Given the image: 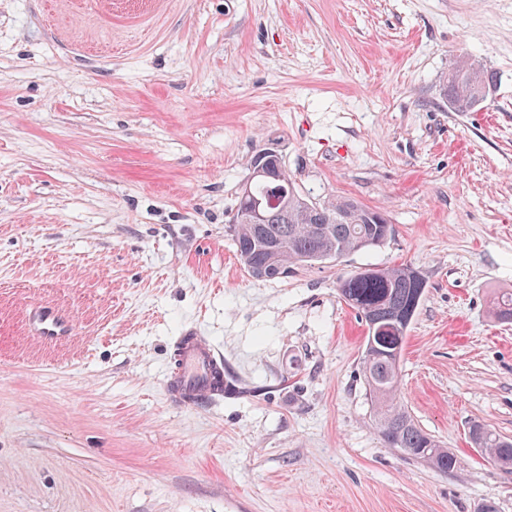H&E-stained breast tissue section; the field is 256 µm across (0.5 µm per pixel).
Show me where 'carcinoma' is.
Returning a JSON list of instances; mask_svg holds the SVG:
<instances>
[{
    "mask_svg": "<svg viewBox=\"0 0 512 512\" xmlns=\"http://www.w3.org/2000/svg\"><path fill=\"white\" fill-rule=\"evenodd\" d=\"M496 74L462 56L449 72L444 86L448 102H464L474 112L493 91ZM274 177L252 184V195L239 194L231 231L236 254L252 276L266 279V269L281 270L312 265L331 256L349 254L384 244L394 234L391 224H378L375 210L353 199L338 198L317 208L305 204L307 196L290 191L295 182L285 165L269 161ZM288 194V204L266 208L260 224H247L244 217L252 196L274 198ZM426 283L404 265L361 268L336 281L338 296L365 322L367 336L361 372L373 405L378 432L389 448L442 472L459 464L457 455L414 419L400 395V362L407 330L420 306ZM491 314L502 323H512V292L498 294ZM474 447L505 469H512V439L482 423L469 429Z\"/></svg>",
    "mask_w": 512,
    "mask_h": 512,
    "instance_id": "cac0c4a2",
    "label": "carcinoma"
}]
</instances>
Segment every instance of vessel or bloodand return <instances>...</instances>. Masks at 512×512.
I'll use <instances>...</instances> for the list:
<instances>
[{"instance_id":"1","label":"vessel or blood","mask_w":512,"mask_h":512,"mask_svg":"<svg viewBox=\"0 0 512 512\" xmlns=\"http://www.w3.org/2000/svg\"><path fill=\"white\" fill-rule=\"evenodd\" d=\"M36 329L43 339L51 340L68 332L69 324L60 316L45 314L37 319ZM223 375L222 358L205 338L188 332L177 339L168 377V390L176 404L193 406L221 395Z\"/></svg>"}]
</instances>
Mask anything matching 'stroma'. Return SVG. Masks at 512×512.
I'll return each instance as SVG.
<instances>
[{"mask_svg": "<svg viewBox=\"0 0 512 512\" xmlns=\"http://www.w3.org/2000/svg\"><path fill=\"white\" fill-rule=\"evenodd\" d=\"M497 85L448 107L459 56ZM317 202L382 211L383 245L251 277L230 224L254 155ZM427 283L401 396L461 460L386 447L336 293ZM512 0H0V512H512ZM65 315L45 341L31 312ZM233 393L173 403L186 331ZM469 437L475 448L505 469H512V440L482 423H473Z\"/></svg>", "mask_w": 512, "mask_h": 512, "instance_id": "35a3bbf8", "label": "stroma"}]
</instances>
